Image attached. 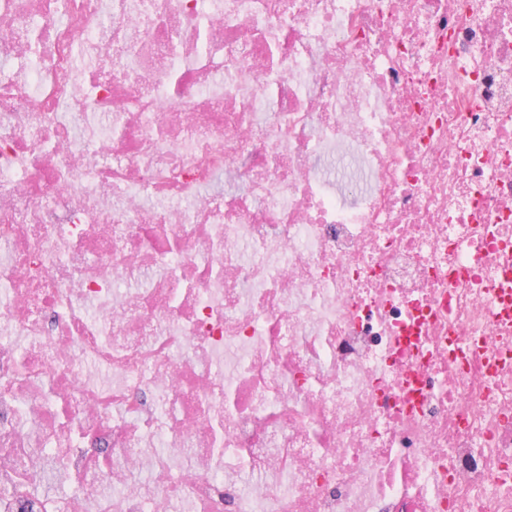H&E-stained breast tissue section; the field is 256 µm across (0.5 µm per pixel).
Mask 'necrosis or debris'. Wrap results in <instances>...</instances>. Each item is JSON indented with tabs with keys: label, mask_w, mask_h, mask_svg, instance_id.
I'll use <instances>...</instances> for the list:
<instances>
[{
	"label": "necrosis or debris",
	"mask_w": 512,
	"mask_h": 512,
	"mask_svg": "<svg viewBox=\"0 0 512 512\" xmlns=\"http://www.w3.org/2000/svg\"><path fill=\"white\" fill-rule=\"evenodd\" d=\"M507 247L512 0H0V512H512Z\"/></svg>",
	"instance_id": "necrosis-or-debris-1"
}]
</instances>
